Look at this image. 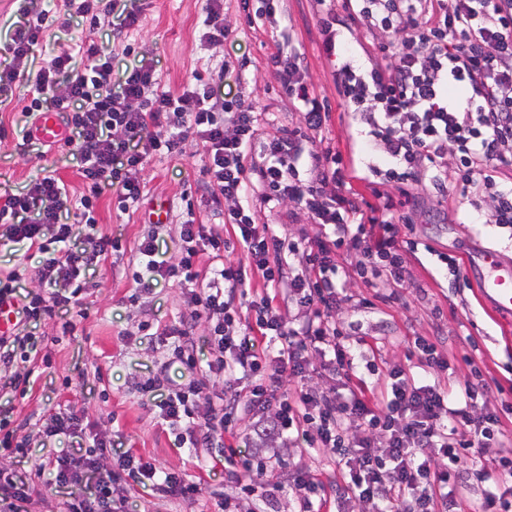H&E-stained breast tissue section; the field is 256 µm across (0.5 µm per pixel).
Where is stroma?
I'll list each match as a JSON object with an SVG mask.
<instances>
[{"label": "stroma", "instance_id": "35a3bbf8", "mask_svg": "<svg viewBox=\"0 0 512 512\" xmlns=\"http://www.w3.org/2000/svg\"><path fill=\"white\" fill-rule=\"evenodd\" d=\"M118 7L140 10L137 27L127 39L114 37L107 16L96 26L69 15L67 0H0V37L20 21L23 12H43L50 28L28 58L26 79L0 93V193H18L33 180L51 175L69 192L82 189L80 168L65 144L44 148L29 136L32 125L23 112L28 105V80L36 76L52 57L71 54L75 43L93 39L112 52V74L121 77L127 68L146 62L153 66L160 87L178 91L195 74L208 75L225 98L255 100L268 109L274 122L263 126L262 137L275 135V121L300 125L274 68L271 54L295 46L307 80L328 108L329 118L317 136L319 148L341 153L353 193L365 203L382 206L385 199L399 203V212L410 220L405 234L413 242L405 255L403 280L399 286L385 285L374 274L347 278L344 301L336 310V325L357 343L352 383L368 394H383L391 369L401 368L420 375L419 361L412 353L415 338L436 339L447 355L450 368L439 375L442 387L456 390L464 380H482L489 388V407L499 409L502 431L512 437V315L497 312L469 280L467 273H453L446 258H461L472 248H492L512 263V230L484 223L491 203L461 196L457 185L435 192L429 185L413 186L412 200H405L402 186L376 175L385 160L367 144L339 95L333 72L336 62L323 50L325 36L319 25L316 0H277L274 18L256 17L247 24L239 0H224V24L228 34L223 45L202 41L204 16L201 0H118ZM207 157L202 146L188 143L179 155H158L141 173L144 197L128 210H121L114 190H104L96 204L95 235H82L85 246L96 236L119 241L121 248L109 252L95 271L83 275V318L74 334L62 335L59 319L42 321L36 329L38 378L26 395L0 406V414L22 423L21 438L28 450L19 474L41 489L36 512H57L68 491L46 487L36 468L47 458L69 448L68 438L44 446L36 427L60 410L71 408L83 418L87 435L111 439L115 449L128 451L169 472H182L200 482L202 493L194 501H164L151 485L120 486L125 512H213L211 492L229 491L224 465L207 448L179 447L168 423L159 415L158 395L139 393L135 382L153 378L166 367L168 383L185 384L189 378L171 359L162 333L176 318L182 300L180 284L169 281L141 291L134 278L140 267L136 247L151 226L155 210L169 212L171 224L164 227L157 244L161 259L176 262L179 237L174 225L187 203H194L196 223L217 227L218 218L198 199L202 193V170ZM258 220L274 225L280 236L313 238L318 227L294 204L269 212ZM43 253L28 243L0 246V270L18 268L28 273L26 286L40 290L33 273ZM151 330H141V321ZM267 456L274 470L265 485L240 503V512H255L269 502L272 512H298L290 492H278L286 468L309 469L326 483L339 478L334 462L298 439L294 448H271Z\"/></svg>", "mask_w": 512, "mask_h": 512}]
</instances>
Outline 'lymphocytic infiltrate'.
<instances>
[{
  "label": "lymphocytic infiltrate",
  "instance_id": "lymphocytic-infiltrate-1",
  "mask_svg": "<svg viewBox=\"0 0 512 512\" xmlns=\"http://www.w3.org/2000/svg\"><path fill=\"white\" fill-rule=\"evenodd\" d=\"M351 19L388 33L380 43V62L370 70L353 67L347 39L338 38V16L320 19L327 57L340 59L336 84L347 99L374 148L388 163L386 178L410 185L428 180L446 189L448 153H455L463 192H492V223L512 228V187L496 179L512 170V0H345ZM47 16L19 21L0 42V91L24 71L32 46L46 35ZM83 70L72 69L71 56L52 58L40 70L27 116L38 117L44 103L61 112L71 130L68 141L81 163L84 191L78 202L86 225H94L95 203L103 189L116 190L122 201L142 195L140 173L154 154H179L186 141L202 146L208 162L203 197L215 215L231 224L234 239L205 225L185 220L177 227L181 242L178 264L157 260V232L137 246L145 274L138 283L149 291L155 282L178 280L188 298L166 331L173 355L189 374L185 385L168 388L158 407L176 431L179 445L220 448L233 431L238 410L248 415L252 450L224 456V469L236 482V496H221L217 512H239L240 498L250 496L267 477L264 456L270 442L292 443L300 432L314 448L334 458L346 478L328 495L317 474L293 473L287 483L300 512H320L334 500L336 512H461L462 490L469 475L486 483L483 498L470 512H512V457L486 466L483 448L498 441L500 417L479 408L482 385L465 383L460 391L444 390L435 376L449 363L435 345L419 337L422 375L391 370L390 389L382 399L365 396L351 385L353 355L332 315L343 300L336 251L351 243L368 258L379 259L386 278L402 280L405 247L395 206L384 202L380 215L366 213L355 194L346 193L339 153L317 150L315 136L328 117L327 108L310 86L296 51L276 52L268 63L296 111L298 127L280 125L276 136L261 139L267 112L253 101L226 99L203 80L180 92L160 90L152 66L143 64L112 80V55L94 42L82 41ZM64 91H57L59 75ZM294 203L305 210L317 234L294 241L259 223V207ZM71 202L62 182L46 176L27 191L0 195V225L7 241L37 244L53 231L60 248L37 270L44 294L32 295L19 271L0 280V303L10 304L16 321L11 335H0V368L24 362V371L0 384V397L29 384L37 368V342L31 323L51 319L59 310H76L81 272L96 268L118 245L99 237L92 249L75 247L76 227L62 222ZM243 246L237 263L224 260L231 241ZM207 246L210 264L200 270L199 246ZM283 292L300 311L289 321L266 295H249L248 276ZM71 284L62 292L60 283ZM209 327L210 357L200 362L192 336L199 323ZM277 343L275 356L259 347L258 338ZM227 375L221 391L203 396L211 377ZM326 378L323 387L313 376ZM296 380L284 391L285 380ZM353 422L346 431L344 422ZM91 451H68L46 461L55 480L70 486L62 512H122L113 493L124 477L152 481L163 498L192 501L201 493L185 475L157 470L131 453L105 467V438L93 436Z\"/></svg>",
  "mask_w": 512,
  "mask_h": 512
}]
</instances>
